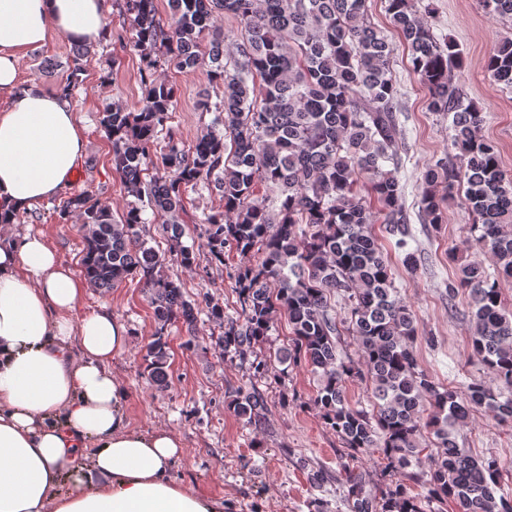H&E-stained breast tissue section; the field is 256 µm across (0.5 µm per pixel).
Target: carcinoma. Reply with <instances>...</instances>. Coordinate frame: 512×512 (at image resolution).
Instances as JSON below:
<instances>
[{
	"instance_id": "1",
	"label": "carcinoma",
	"mask_w": 512,
	"mask_h": 512,
	"mask_svg": "<svg viewBox=\"0 0 512 512\" xmlns=\"http://www.w3.org/2000/svg\"><path fill=\"white\" fill-rule=\"evenodd\" d=\"M365 0H170L172 24L156 18V0H121L135 23L144 97L136 112L120 100L103 105L99 123L112 144V168L125 192L147 202L154 218L170 231L169 255L140 238L141 209L132 206L115 219L93 194L68 198L56 209L60 224L75 222L83 239L81 272L90 288L105 294L129 276L147 288L156 324L146 348L149 379L164 392L170 383L165 332L179 323L192 328L204 311L223 329L221 354L245 357L284 318L291 343L283 362H300L317 375L314 405L346 448L381 450L386 467L419 482L426 495H407L403 483L376 492L362 474L346 479L353 512H424L422 502L449 499L458 512H512V494L501 485L494 460H478L460 445L456 430L477 410L512 423V396L472 382L467 396L436 384L414 352L416 317L396 296L394 268L373 233L376 223L396 238L401 264L414 271L417 252L407 249L406 185L383 163L402 147L396 122L398 90L390 68V44L364 14ZM493 20L512 21V0H481ZM386 10L409 53L412 70L428 90V108L452 116V146L459 164L437 161L421 173L423 220L443 222L444 197L455 186L480 223L475 225L481 262L458 266L449 295L461 288L471 299V348L512 389V314L505 311L495 278L512 277V177H505L498 147L480 135L483 112L464 101L449 72L463 64L450 40L438 41L413 0H387ZM232 15L244 33L224 62L223 17ZM93 47L74 44L72 67L61 88L70 97L83 82L82 60ZM206 71L221 90L219 102L201 103L218 112L189 150L174 140L171 121L177 90L157 69ZM494 81L512 89V37L500 39L487 60ZM224 130H219V127ZM167 143L158 172L145 179L159 135ZM277 194L270 212L257 185ZM207 189L224 209L203 213L205 247L224 264L234 250L255 263L236 270L240 320L224 319V307L209 296L190 302L180 281L167 272L174 262L195 266L194 249L183 245L182 214L187 188ZM351 303L350 321L331 314V299ZM353 337L358 360L340 351V336ZM368 383L371 410L348 400V386ZM236 416L261 422L267 401L255 389L239 390L229 402ZM437 448L426 478L408 472L428 448Z\"/></svg>"
}]
</instances>
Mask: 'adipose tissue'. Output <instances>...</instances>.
Listing matches in <instances>:
<instances>
[{
  "label": "adipose tissue",
  "mask_w": 512,
  "mask_h": 512,
  "mask_svg": "<svg viewBox=\"0 0 512 512\" xmlns=\"http://www.w3.org/2000/svg\"><path fill=\"white\" fill-rule=\"evenodd\" d=\"M107 31L103 0H0V214L58 195L84 152L67 97L18 89V56ZM88 288L43 236H0V512H224L172 478L174 431L131 427L111 369L128 330L104 308L76 316Z\"/></svg>",
  "instance_id": "adipose-tissue-1"
}]
</instances>
